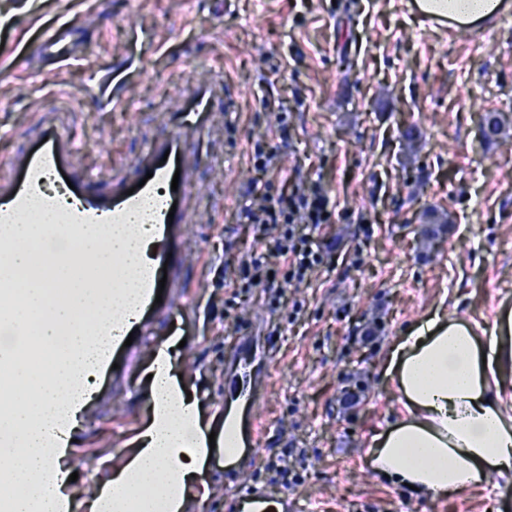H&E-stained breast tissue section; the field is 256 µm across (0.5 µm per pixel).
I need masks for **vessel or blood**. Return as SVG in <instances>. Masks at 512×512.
<instances>
[{"mask_svg":"<svg viewBox=\"0 0 512 512\" xmlns=\"http://www.w3.org/2000/svg\"><path fill=\"white\" fill-rule=\"evenodd\" d=\"M36 53L68 61L77 58L79 48L63 22L41 32ZM219 91L224 94L225 105H232L234 94L221 77L212 76L199 83L191 113L175 116L177 132L138 157L128 175L113 180L111 193L97 191L90 179L76 182L74 193L80 204L71 209L59 208L47 186L50 179L59 180L71 173L73 133L44 122L42 140L16 157L9 165L8 175L0 178V225L15 223L19 216L31 213L36 204L55 211L58 224L68 229L99 223L105 216L111 223L124 224L147 201L156 200L151 216L157 226L154 256L140 273L147 313L137 327L140 335H152L156 322L165 315L164 305L156 301L160 286L171 289L183 285L179 266L168 260V245L186 221L185 203L194 167L179 130L187 126L189 115H209ZM261 354L257 337H239L224 373V427L216 433L212 454L231 464L224 473L228 512H273L263 488L243 480L267 436L258 391Z\"/></svg>","mask_w":512,"mask_h":512,"instance_id":"obj_1","label":"vessel or blood"}]
</instances>
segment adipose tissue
I'll return each instance as SVG.
<instances>
[{"mask_svg": "<svg viewBox=\"0 0 512 512\" xmlns=\"http://www.w3.org/2000/svg\"><path fill=\"white\" fill-rule=\"evenodd\" d=\"M499 0H418L430 18L462 26L497 12ZM53 213L1 226L0 324L16 335L0 346V512H68L66 448L85 398L79 379L102 367L84 328L111 338L119 317L138 316L137 271L148 264L150 232L87 224L53 246ZM176 341L156 350L149 372L150 418L135 435L126 465L102 481L88 512H187L208 499L205 436L197 398L176 376ZM386 373L406 411L374 435L368 465L380 478L447 498L512 473V313L493 329L437 312L399 337Z\"/></svg>", "mask_w": 512, "mask_h": 512, "instance_id": "1", "label": "adipose tissue"}]
</instances>
